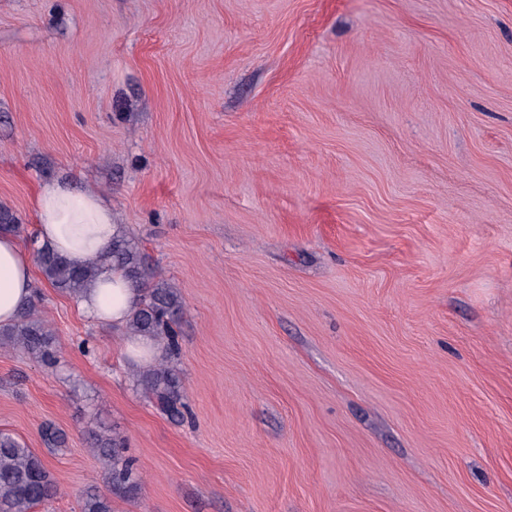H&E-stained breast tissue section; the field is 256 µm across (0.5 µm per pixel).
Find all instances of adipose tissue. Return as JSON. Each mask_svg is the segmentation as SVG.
<instances>
[{"mask_svg": "<svg viewBox=\"0 0 512 512\" xmlns=\"http://www.w3.org/2000/svg\"><path fill=\"white\" fill-rule=\"evenodd\" d=\"M37 236L55 251L73 259L94 258L111 244L115 231L112 209L99 196L55 182L38 193ZM32 259L13 234L0 233V326L12 323L33 296ZM135 299L121 275L104 267L97 282L80 298L88 318L106 324H124Z\"/></svg>", "mask_w": 512, "mask_h": 512, "instance_id": "1", "label": "adipose tissue"}]
</instances>
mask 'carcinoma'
<instances>
[{"instance_id":"carcinoma-1","label":"carcinoma","mask_w":512,"mask_h":512,"mask_svg":"<svg viewBox=\"0 0 512 512\" xmlns=\"http://www.w3.org/2000/svg\"><path fill=\"white\" fill-rule=\"evenodd\" d=\"M36 264L44 278L62 294L76 300L108 263L141 290L139 301L125 323L129 336L149 339L161 355L146 368L137 369V385L151 396L159 410L181 419L187 411L181 380L171 364L178 350L176 325L182 303L177 291L163 281L154 282L145 266L139 245L123 227L112 236V243L101 257L76 260L59 255L49 245L30 236ZM54 333L35 313L34 305L24 309L13 324L0 327V348L29 354L46 364L57 362ZM91 450L105 466L110 494L96 487L83 494L82 512H112V496L127 499L138 496L141 479L134 459L124 454L122 442L97 431H90ZM43 443L53 452L66 444V437L51 425L41 431ZM59 488L47 462L9 433L0 432V512H32L58 494Z\"/></svg>"}]
</instances>
